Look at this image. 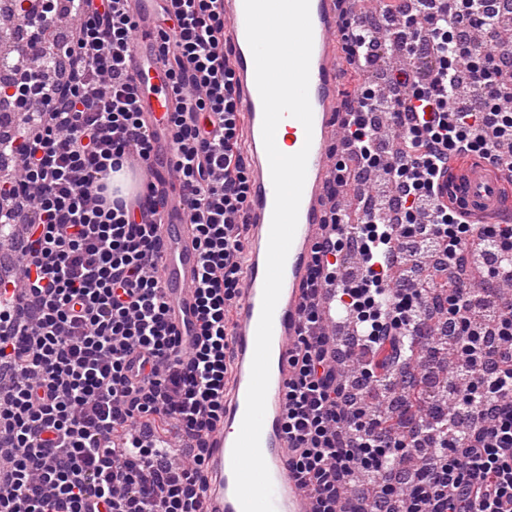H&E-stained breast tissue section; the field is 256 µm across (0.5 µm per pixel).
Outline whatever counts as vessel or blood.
<instances>
[{
    "label": "vessel or blood",
    "mask_w": 512,
    "mask_h": 512,
    "mask_svg": "<svg viewBox=\"0 0 512 512\" xmlns=\"http://www.w3.org/2000/svg\"><path fill=\"white\" fill-rule=\"evenodd\" d=\"M157 3L158 0H127L125 7L139 22L130 67L142 91L141 117L153 133L157 160L143 179L162 187L168 181V170L162 162L171 153L166 115L173 111L175 98L156 59L153 15ZM336 4L337 0H310L313 50L309 99L313 130L305 132L298 120L287 117L279 123L275 134L278 149L292 154L305 146L310 149L298 226L286 260L283 287L273 318L270 384L260 438L261 451L274 487L275 512H307L306 501L288 468V439L283 431V417L285 392L291 375L289 352L301 326L302 289L310 274L314 244L325 220L323 189L334 170L330 161V143L338 131L341 108L337 54L341 28ZM224 17L227 21L225 38L239 90V109L246 123L242 150L251 176L248 211L250 256L243 270V290L234 317L233 376L224 395V424L212 433L209 441L207 512H242L234 494L231 460L235 438L231 430L241 425L246 409L256 329L262 307L274 189L262 139L263 107L255 83L254 60L246 38L243 0H224ZM510 188L512 171L491 167L480 159L467 161L451 177L441 178L436 192L441 200L452 203L471 218L495 215L507 220L512 218V211L506 207V191ZM159 236L162 283L170 306V320L181 335L188 336L192 333L195 319L193 288L199 253L179 196L169 197L161 214Z\"/></svg>",
    "instance_id": "1"
}]
</instances>
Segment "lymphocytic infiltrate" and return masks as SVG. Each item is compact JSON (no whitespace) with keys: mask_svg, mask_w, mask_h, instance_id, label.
<instances>
[{"mask_svg":"<svg viewBox=\"0 0 512 512\" xmlns=\"http://www.w3.org/2000/svg\"><path fill=\"white\" fill-rule=\"evenodd\" d=\"M121 0H70L79 25L58 71L41 36L62 17L45 5L30 50L16 54L26 121L0 137L15 175L0 181V233L19 224L20 278H0V512H207L206 439L224 419L230 344L242 294L250 193L240 153L245 118L225 41L224 0H166L155 21L159 63L176 107L169 167L200 252L197 338L183 346L160 285L159 209L144 184L110 194V173L151 168L152 140L129 68L137 22ZM406 38L379 41L353 20L351 56L376 63L395 46L410 65L368 86L348 112L341 182L382 174L356 235V274L328 263L344 249L324 225L302 293L284 429L290 469L310 512H355L358 472L373 479L370 512H512V225L472 221L435 194L449 163L477 154L512 168V46L497 11L475 0H391ZM402 141L381 165L375 112ZM356 345L370 352L342 383L322 330L323 290L338 278ZM446 320L460 353L432 423L399 427L356 404L402 376L378 373L386 348L415 342L435 356L428 326ZM177 422L188 447L137 453L115 435Z\"/></svg>","mask_w":512,"mask_h":512,"instance_id":"1","label":"lymphocytic infiltrate"}]
</instances>
